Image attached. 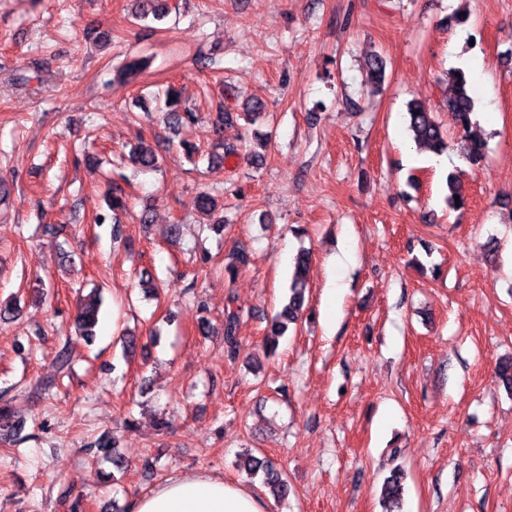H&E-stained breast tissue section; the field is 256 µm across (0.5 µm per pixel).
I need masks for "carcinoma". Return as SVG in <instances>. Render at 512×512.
Returning <instances> with one entry per match:
<instances>
[{"mask_svg": "<svg viewBox=\"0 0 512 512\" xmlns=\"http://www.w3.org/2000/svg\"><path fill=\"white\" fill-rule=\"evenodd\" d=\"M171 12L168 0H133L131 12L132 22H144L149 18L157 21L163 20ZM150 60L147 57L130 59L122 67L116 69L114 80L121 86L134 83L148 68ZM365 83L380 88L386 79V62L378 54H371L364 64ZM449 79L453 89L446 101L448 112L454 119L457 129V145L463 158L472 166H477L484 159L486 151L485 140L477 133L475 114V100L471 90V76L462 68H454L449 72ZM159 97L163 99L165 114L168 123L181 125L194 122L198 114L196 110L181 103V94L175 86H167ZM234 113L224 109V103H219L212 113V124L216 133H221L224 125L233 122ZM407 130L412 140L419 146H424L436 153L448 150V132L438 121L434 113L428 111L417 101H410L406 112ZM130 163L142 171H153L158 168L159 156L155 149L141 141L133 146L128 154ZM448 206L454 210L465 208L467 199L462 190L460 179L451 173L446 178ZM105 200L107 209L97 213L93 223L103 222L112 225V237H121L123 229L120 224V213L127 206V198L117 181H112L108 187ZM193 206L196 210L214 215L213 229L219 232L224 230V217L221 216L222 207L218 206L216 197L210 191H203L195 196ZM311 255L302 251L294 259V274L290 285L288 301L281 307L268 322L262 348L268 355L275 353L279 347V340L288 330L289 325L295 324L302 317L307 289L305 273L310 264ZM101 306L100 289L94 288L89 294L80 297L76 312L68 326L74 334L87 341H93L94 328L98 323ZM240 313L229 307L224 311L223 336L224 346L232 354L238 346V327ZM71 336H66L62 347L52 359L53 373L39 377L29 383L0 391V439L21 444L29 439L23 434L25 422L19 419L15 412L16 401L22 398H42L53 394L58 381L70 376L73 370L74 356L70 349ZM497 377L502 385L512 392V358H504L497 365ZM95 462H108L112 469L120 472L128 467L127 460L116 450V440L113 438H100L88 448ZM239 469L249 476L262 475V482L268 494L276 501H283L290 494L288 481L274 463L266 458L248 454L238 459ZM406 474L401 468H396L384 480L382 497L385 512H400L404 492Z\"/></svg>", "mask_w": 512, "mask_h": 512, "instance_id": "obj_1", "label": "carcinoma"}]
</instances>
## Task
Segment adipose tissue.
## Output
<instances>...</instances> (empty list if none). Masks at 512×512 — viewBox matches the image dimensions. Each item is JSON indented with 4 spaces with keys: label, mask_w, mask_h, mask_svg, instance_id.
<instances>
[{
    "label": "adipose tissue",
    "mask_w": 512,
    "mask_h": 512,
    "mask_svg": "<svg viewBox=\"0 0 512 512\" xmlns=\"http://www.w3.org/2000/svg\"><path fill=\"white\" fill-rule=\"evenodd\" d=\"M128 512H267V505L222 475L197 472L172 477L133 498Z\"/></svg>",
    "instance_id": "1"
}]
</instances>
